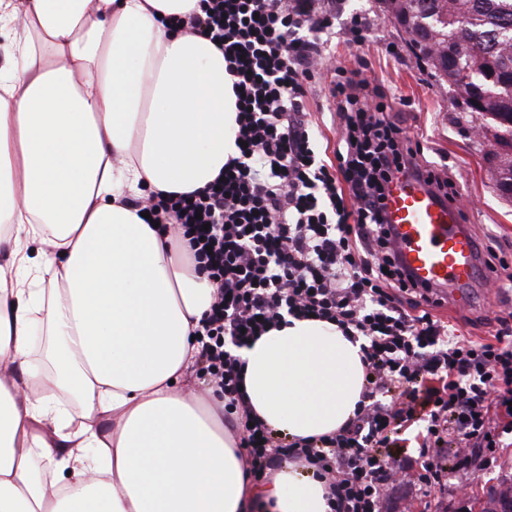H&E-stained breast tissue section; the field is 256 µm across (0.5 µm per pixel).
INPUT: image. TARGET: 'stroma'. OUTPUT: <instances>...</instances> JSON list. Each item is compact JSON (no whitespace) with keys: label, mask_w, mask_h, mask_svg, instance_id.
<instances>
[{"label":"stroma","mask_w":512,"mask_h":512,"mask_svg":"<svg viewBox=\"0 0 512 512\" xmlns=\"http://www.w3.org/2000/svg\"><path fill=\"white\" fill-rule=\"evenodd\" d=\"M360 34L366 38L362 67L352 54V41ZM308 36L322 43L329 69L341 68L346 76L376 79L389 87L394 120L414 136L426 159L451 180L465 203L464 222L475 238L496 252L512 255V201L503 199L495 188L485 146L473 136L472 124L459 121L447 89L415 58L406 34L377 0H341L332 27L323 34L309 31ZM329 82L326 76L307 81V109L323 145L336 140V122L323 106ZM500 311L512 312V290L491 293L478 288L466 308L449 309L445 319L463 335L487 337L495 330L487 317ZM456 477L470 482L468 496L435 489L424 497L404 484L392 488L387 510L404 512L410 506L415 512H468L473 500L485 498L490 487L512 477V447L496 460L457 471Z\"/></svg>","instance_id":"35a3bbf8"}]
</instances>
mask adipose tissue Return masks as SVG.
I'll return each instance as SVG.
<instances>
[{
  "label": "adipose tissue",
  "mask_w": 512,
  "mask_h": 512,
  "mask_svg": "<svg viewBox=\"0 0 512 512\" xmlns=\"http://www.w3.org/2000/svg\"><path fill=\"white\" fill-rule=\"evenodd\" d=\"M195 5L0 0V512H329L313 468L252 480L223 401L190 390L213 288L137 206L238 153L223 54L173 28ZM239 355L255 411L291 439L338 431L364 392L332 323L292 320Z\"/></svg>",
  "instance_id": "1"
}]
</instances>
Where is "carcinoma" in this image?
I'll list each match as a JSON object with an SVG mask.
<instances>
[{
  "label": "carcinoma",
  "instance_id": "carcinoma-1",
  "mask_svg": "<svg viewBox=\"0 0 512 512\" xmlns=\"http://www.w3.org/2000/svg\"><path fill=\"white\" fill-rule=\"evenodd\" d=\"M411 19L404 28L417 59L448 88L459 118L469 119V97L480 86L484 97L480 139L491 148L497 175L512 180V0H398ZM467 49L460 59L453 52ZM512 481L491 489L482 512L508 503Z\"/></svg>",
  "mask_w": 512,
  "mask_h": 512
}]
</instances>
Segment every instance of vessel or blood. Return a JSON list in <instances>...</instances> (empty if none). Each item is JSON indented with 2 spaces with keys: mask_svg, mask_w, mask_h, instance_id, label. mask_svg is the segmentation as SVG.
<instances>
[{
  "mask_svg": "<svg viewBox=\"0 0 512 512\" xmlns=\"http://www.w3.org/2000/svg\"><path fill=\"white\" fill-rule=\"evenodd\" d=\"M386 208L395 250L414 279L467 305L486 272L456 203L438 200L429 187L408 178L393 186Z\"/></svg>",
  "mask_w": 512,
  "mask_h": 512,
  "instance_id": "vessel-or-blood-1",
  "label": "vessel or blood"
}]
</instances>
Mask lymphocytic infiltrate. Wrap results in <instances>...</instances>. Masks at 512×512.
<instances>
[{
    "mask_svg": "<svg viewBox=\"0 0 512 512\" xmlns=\"http://www.w3.org/2000/svg\"><path fill=\"white\" fill-rule=\"evenodd\" d=\"M329 24L321 0H199L186 25L224 55L241 147L222 178L149 197L146 208L182 233L189 260L213 285L198 378L223 399L254 478L300 461L324 479L330 512H385L393 446L417 449L420 468L407 480L425 494L448 487L442 450L455 449L463 470L469 449L506 448L512 320L496 316L489 340L457 335L430 312V288L401 264L385 215L390 185L411 175L444 198L457 194L391 119L382 85L334 82L336 146L333 161L324 159L301 78L323 59L304 29ZM311 315L364 338L368 381L344 428L287 442L254 413L237 351L287 318Z\"/></svg>",
    "mask_w": 512,
    "mask_h": 512,
    "instance_id": "lymphocytic-infiltrate-1",
    "label": "lymphocytic infiltrate"
}]
</instances>
